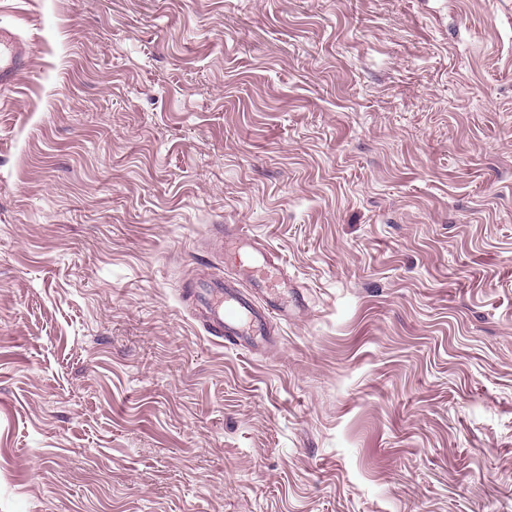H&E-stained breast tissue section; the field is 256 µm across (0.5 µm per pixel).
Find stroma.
Here are the masks:
<instances>
[{
  "mask_svg": "<svg viewBox=\"0 0 512 512\" xmlns=\"http://www.w3.org/2000/svg\"><path fill=\"white\" fill-rule=\"evenodd\" d=\"M0 512H512V0H0ZM216 224L302 306L250 353ZM29 64L23 39L12 29L0 26V89H11ZM215 230L224 257L236 260L234 267L239 275L264 296V307L224 278L186 285L182 292L192 301L195 316L209 335L237 349L254 352L271 336V318L288 320V280L272 253L257 249L248 253L247 248L253 247L239 226L217 225Z\"/></svg>",
  "mask_w": 512,
  "mask_h": 512,
  "instance_id": "35a3bbf8",
  "label": "stroma"
}]
</instances>
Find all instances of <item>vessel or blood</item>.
I'll use <instances>...</instances> for the list:
<instances>
[{
  "label": "vessel or blood",
  "instance_id": "vessel-or-blood-1",
  "mask_svg": "<svg viewBox=\"0 0 512 512\" xmlns=\"http://www.w3.org/2000/svg\"><path fill=\"white\" fill-rule=\"evenodd\" d=\"M29 64L23 39L0 26V89H11ZM216 235L225 257L234 259L239 275L260 290L264 305H257L250 295L221 278L188 285L183 293L209 335L252 352L268 340L272 319L287 320L288 282L280 261L270 252L251 251V242L239 227L217 228Z\"/></svg>",
  "mask_w": 512,
  "mask_h": 512
}]
</instances>
